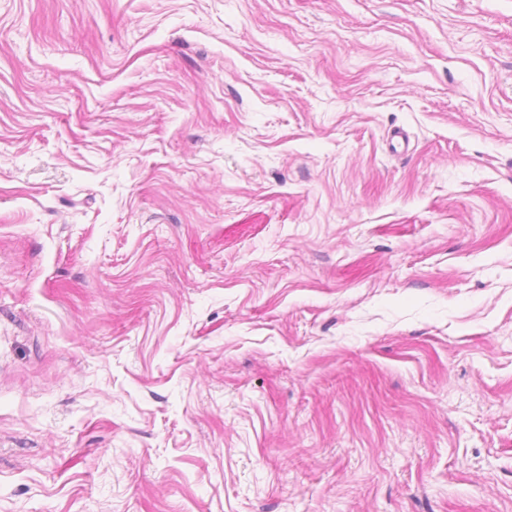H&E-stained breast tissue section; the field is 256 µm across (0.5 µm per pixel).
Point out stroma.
I'll return each mask as SVG.
<instances>
[{"instance_id":"35a3bbf8","label":"stroma","mask_w":512,"mask_h":512,"mask_svg":"<svg viewBox=\"0 0 512 512\" xmlns=\"http://www.w3.org/2000/svg\"><path fill=\"white\" fill-rule=\"evenodd\" d=\"M0 512H512V0H0Z\"/></svg>"}]
</instances>
